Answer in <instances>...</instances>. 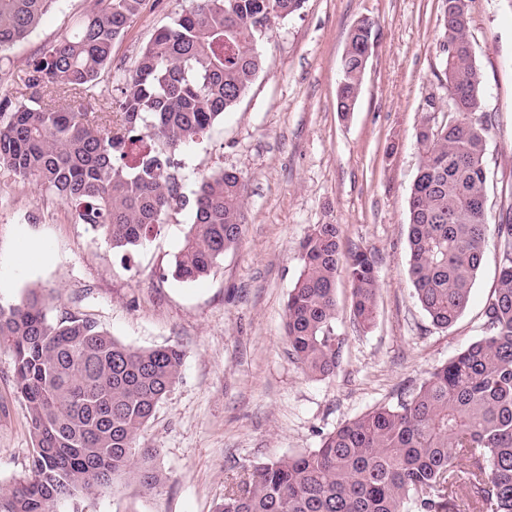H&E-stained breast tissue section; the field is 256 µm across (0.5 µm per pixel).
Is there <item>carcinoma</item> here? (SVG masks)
Segmentation results:
<instances>
[{
	"instance_id": "obj_1",
	"label": "carcinoma",
	"mask_w": 512,
	"mask_h": 512,
	"mask_svg": "<svg viewBox=\"0 0 512 512\" xmlns=\"http://www.w3.org/2000/svg\"><path fill=\"white\" fill-rule=\"evenodd\" d=\"M57 0H0V59L25 42ZM471 0H442L445 54L438 75L458 119L435 121V98L416 135L419 166L408 211L414 296L431 323L451 327L470 299L488 239L497 241L495 288L483 335L395 405L378 406L326 434L320 446L242 469L216 512H512V210L490 222L485 165L494 115L468 32ZM144 0H92L73 30L30 64L24 89L0 97V169L34 185L90 224L125 259L190 208L170 270L205 278L243 234L244 181L222 169L182 192L175 153L204 139L261 69L257 43L303 0H191L159 29L125 79L104 90L113 46ZM350 31L336 107L354 110L364 68ZM338 224H316L299 245L302 269L288 295L291 355L311 377L336 373V279L353 288V322L376 317L372 253L342 257ZM0 348L13 358L16 392L34 438L31 475L0 487V512H55L137 469L151 490L164 475L139 437L179 379L175 345L139 349L77 314L53 320L43 294L0 307Z\"/></svg>"
}]
</instances>
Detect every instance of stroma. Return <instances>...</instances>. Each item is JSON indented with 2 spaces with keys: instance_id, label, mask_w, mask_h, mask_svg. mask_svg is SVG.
Masks as SVG:
<instances>
[{
  "instance_id": "stroma-1",
  "label": "stroma",
  "mask_w": 512,
  "mask_h": 512,
  "mask_svg": "<svg viewBox=\"0 0 512 512\" xmlns=\"http://www.w3.org/2000/svg\"><path fill=\"white\" fill-rule=\"evenodd\" d=\"M90 0H57L31 37L9 54L0 91L72 29ZM185 0H146L112 51L102 85L127 76L141 47L185 8ZM374 24L375 47L358 104L336 110V89L351 28ZM442 0H305L260 41L262 68L208 137L176 158L183 192L222 168L246 184L243 236L204 279L169 275L189 210L173 212L124 263L102 234L75 223L54 197L0 170V305L27 289L44 293L49 314L76 313L135 348L175 345L181 375L158 405L140 444L156 449L165 475L153 490L124 474L94 497L57 512H216L243 467L319 447L324 435L370 409L396 404L482 335V312L497 276L488 241L469 303L439 329L413 295L408 263V198L418 167L416 134L428 97L450 121L443 68ZM469 39L483 75L484 109L495 116L486 151L487 211L512 204V0H472ZM342 228L341 248L376 261V317L360 329L350 317L352 287L336 282V332L344 336L335 375H306L289 354L288 293L300 270L297 246L314 225ZM29 414L14 384L13 359L0 349V487L30 474Z\"/></svg>"
}]
</instances>
